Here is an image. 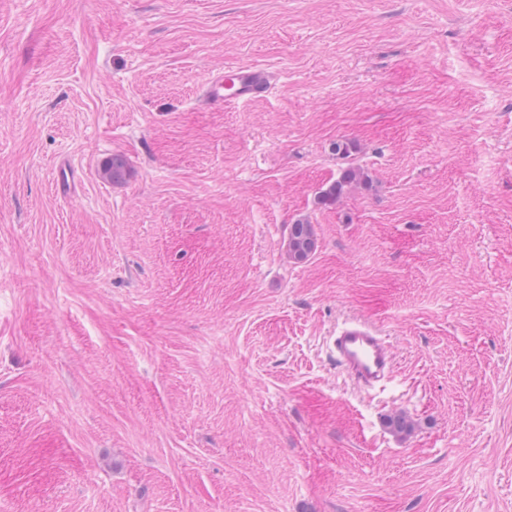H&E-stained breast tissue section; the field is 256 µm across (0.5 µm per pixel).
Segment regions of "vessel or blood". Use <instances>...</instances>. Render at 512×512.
Wrapping results in <instances>:
<instances>
[{"mask_svg":"<svg viewBox=\"0 0 512 512\" xmlns=\"http://www.w3.org/2000/svg\"><path fill=\"white\" fill-rule=\"evenodd\" d=\"M271 80L268 68L229 65L206 80L200 98L212 107L241 105L268 93ZM332 357L336 366L359 387H369L383 380L394 365V354L383 336L358 318L346 321L333 336Z\"/></svg>","mask_w":512,"mask_h":512,"instance_id":"vessel-or-blood-1","label":"vessel or blood"}]
</instances>
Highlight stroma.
Here are the masks:
<instances>
[{
  "label": "stroma",
  "instance_id": "stroma-1",
  "mask_svg": "<svg viewBox=\"0 0 512 512\" xmlns=\"http://www.w3.org/2000/svg\"><path fill=\"white\" fill-rule=\"evenodd\" d=\"M0 512H512V0H0ZM272 72L257 65H228L224 71L211 75L201 87L200 98L205 105L223 108L241 105L268 93ZM369 177L360 168H349L332 184H330L321 195L324 204L337 202L350 188L355 185L366 183ZM317 248V238L312 224L298 221L288 232V253L296 261L307 259ZM332 357L336 367L359 387L383 380L394 365V354L383 336L358 318L346 321L332 336Z\"/></svg>",
  "mask_w": 512,
  "mask_h": 512
}]
</instances>
